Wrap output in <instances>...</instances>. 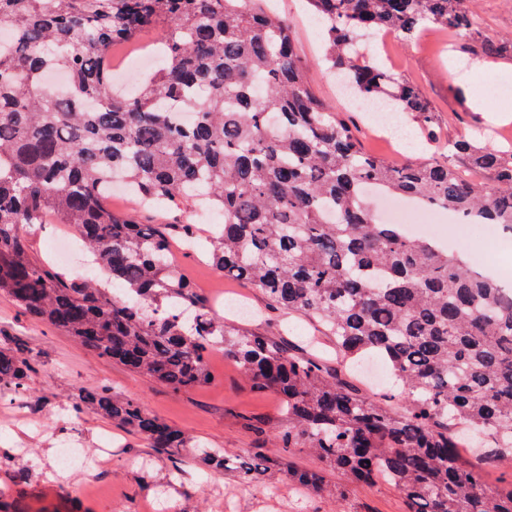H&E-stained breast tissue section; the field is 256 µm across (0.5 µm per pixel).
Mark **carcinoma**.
Returning a JSON list of instances; mask_svg holds the SVG:
<instances>
[{
    "label": "carcinoma",
    "mask_w": 512,
    "mask_h": 512,
    "mask_svg": "<svg viewBox=\"0 0 512 512\" xmlns=\"http://www.w3.org/2000/svg\"><path fill=\"white\" fill-rule=\"evenodd\" d=\"M325 61L359 97L426 117L410 80L367 57L372 30L412 40L428 27L473 55L512 59V39L484 33L473 0H307ZM159 28V64L133 91L112 83V49ZM0 292L97 357L175 392L212 380L218 343L257 392L278 395L282 457L235 462L199 448L244 484L276 467L289 482L341 498L382 477L407 512H512L459 453L475 433L484 463L512 469V285L474 271L434 241L380 224L366 199L391 196L494 224L512 235V148L451 141L442 155L392 163L364 151L313 89L291 22L263 0H0ZM69 78V97L45 82ZM120 176L150 208L191 202L223 215L208 262L259 289L274 309L318 323L345 360L373 352L407 398L395 412L339 369L271 336H234L171 258L196 248L193 224H143L104 203ZM69 224L90 277L32 255L24 231ZM37 358L0 350V390L21 395ZM159 452L194 450L185 435L108 386L86 407ZM308 450L340 475L290 457Z\"/></svg>",
    "instance_id": "cac0c4a2"
}]
</instances>
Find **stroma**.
Returning a JSON list of instances; mask_svg holds the SVG:
<instances>
[{
  "mask_svg": "<svg viewBox=\"0 0 512 512\" xmlns=\"http://www.w3.org/2000/svg\"><path fill=\"white\" fill-rule=\"evenodd\" d=\"M277 10L294 27L297 50L316 92L351 121L367 150L391 162L436 155L445 142L472 139L496 127L497 112L512 114L511 102L485 91L492 83H512V60L492 63L431 35L392 41L384 51L379 37L372 35L363 40L369 55L380 63L391 62L394 72L415 82L435 108L428 120L405 117L413 144L391 140L387 127L350 108L323 61V42L305 0H279ZM110 205L143 222L197 225L203 240L224 221L219 213L207 216L192 206L146 212L119 187ZM176 261L203 297L233 293L249 302L252 315L224 312L229 328L275 337L335 366L332 345L319 339L304 319L270 308L259 289L223 278L198 259L180 255ZM20 348L35 353L38 366L26 394L0 401V448L11 452L0 463V496L17 502L24 512H407L402 494L383 481L349 487L333 503L274 471L262 482L244 486L232 473L205 466L195 455L173 459L157 452L93 409L79 415L71 410L75 395L106 385L138 399L149 414L190 435L195 444L242 458L280 456L276 436L288 418L278 397L253 391L223 353L209 361L210 384L176 393L123 364L92 356L62 330L30 319L0 294V350ZM382 364L375 356L364 360L352 371L353 382L389 409L405 410L399 388L380 377ZM63 440L85 448L84 467L56 471V448Z\"/></svg>",
  "mask_w": 512,
  "mask_h": 512,
  "instance_id": "35a3bbf8",
  "label": "stroma"
}]
</instances>
